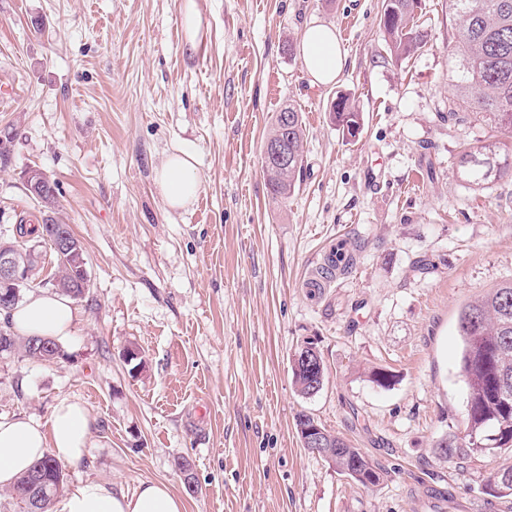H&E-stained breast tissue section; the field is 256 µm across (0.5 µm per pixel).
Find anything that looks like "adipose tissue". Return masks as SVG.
I'll list each match as a JSON object with an SVG mask.
<instances>
[{
  "label": "adipose tissue",
  "mask_w": 512,
  "mask_h": 512,
  "mask_svg": "<svg viewBox=\"0 0 512 512\" xmlns=\"http://www.w3.org/2000/svg\"><path fill=\"white\" fill-rule=\"evenodd\" d=\"M299 51L314 83L336 80L345 60L335 30L316 23L304 30ZM165 204L186 207L200 189L196 161L178 150L169 155L156 176ZM80 315L72 302L51 291H36L11 310V328L23 336H48L63 343L76 333ZM91 437L87 408L79 401L60 399L48 424L25 417L0 420V488L12 486L44 454L58 461L79 464ZM58 512H186L184 500L162 482L143 481L133 492L107 481L77 485L62 499Z\"/></svg>",
  "instance_id": "adipose-tissue-1"
}]
</instances>
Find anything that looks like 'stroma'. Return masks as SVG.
<instances>
[{
  "instance_id": "1",
  "label": "stroma",
  "mask_w": 512,
  "mask_h": 512,
  "mask_svg": "<svg viewBox=\"0 0 512 512\" xmlns=\"http://www.w3.org/2000/svg\"><path fill=\"white\" fill-rule=\"evenodd\" d=\"M183 3L0 0V81L17 87L0 134L18 133L0 163V234L29 213L70 225L89 285L63 357L0 355V418L44 424L64 397L87 408L68 491L157 480L186 512H442L455 498L512 512L485 487L511 453L459 466L436 451L465 414L458 309L512 279V176L477 189L456 173L459 151L492 130L448 117V0H421L427 44L401 63L378 25L383 0H195L192 45ZM313 21L346 54L327 86L286 50ZM340 92L363 117L353 140L330 118ZM289 103L305 117L307 166L280 203L261 161ZM177 150L201 186L172 211L155 174ZM31 166L57 183L53 208L27 194ZM339 239L355 265L311 290ZM307 338L326 379L304 398L291 355ZM374 369L392 385L372 383ZM301 412L378 462L383 482L365 488L311 454Z\"/></svg>"
}]
</instances>
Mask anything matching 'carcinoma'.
I'll return each mask as SVG.
<instances>
[{
	"mask_svg": "<svg viewBox=\"0 0 512 512\" xmlns=\"http://www.w3.org/2000/svg\"><path fill=\"white\" fill-rule=\"evenodd\" d=\"M418 8L419 0H384L379 25L397 62L410 58L425 44L426 35L417 24ZM448 18L453 29L450 63L455 87L448 99V116L480 117L494 132L512 137V0H448ZM286 109L292 116L288 126L281 123L282 112L275 113L266 140L285 143L288 168L263 170L270 194L284 202L294 194L307 161L303 115L291 104ZM331 118L342 136L356 137L361 115L347 96H336ZM457 169L462 181L485 189L512 171V148L498 139L467 147L458 155ZM59 229L72 233L68 224L50 226L41 221L14 227L26 248L37 242L49 244ZM80 277L58 261L49 280L39 285L48 286L54 279L74 284ZM458 324L462 337L458 376L468 391L463 431L448 434L447 445L437 443V451L448 462L461 464L487 452L512 450V281L464 304ZM16 350L37 362L45 360L48 353H61L49 337L20 338L9 323L0 324V354ZM316 377L307 366H299L293 372L296 391L302 396L314 395ZM321 438L327 447L336 449L333 465L337 473L364 487H376L383 481L385 469L361 449L324 427ZM63 484V464L47 454L10 488L9 496L20 512H28L31 493L36 497L37 512H48ZM487 487L494 497L512 500V466L493 473Z\"/></svg>",
	"mask_w": 512,
	"mask_h": 512,
	"instance_id": "obj_1",
	"label": "carcinoma"
}]
</instances>
